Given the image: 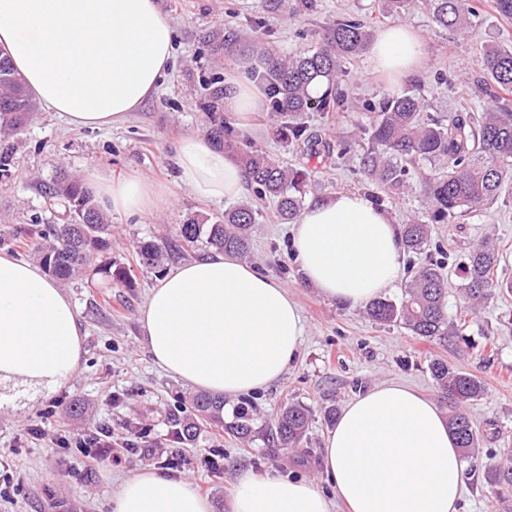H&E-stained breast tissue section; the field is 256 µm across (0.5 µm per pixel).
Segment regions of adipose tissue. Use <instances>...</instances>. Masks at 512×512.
<instances>
[{
	"label": "adipose tissue",
	"mask_w": 512,
	"mask_h": 512,
	"mask_svg": "<svg viewBox=\"0 0 512 512\" xmlns=\"http://www.w3.org/2000/svg\"><path fill=\"white\" fill-rule=\"evenodd\" d=\"M173 27L156 0H0V46L29 93L73 127L123 122L158 89ZM410 26L381 30L372 69L395 80L422 68ZM179 178L204 201L245 192L230 152L189 137ZM107 212L143 218L170 201L144 179L90 174ZM304 281L327 300L363 307L397 287L403 246L388 213L366 195L339 191L310 203L290 229ZM155 364L194 389L238 397L277 381L306 326L288 288L230 254L177 265L159 277L139 314ZM80 316L63 288L34 263L0 253V388H55L78 370ZM323 466L347 512H458L464 461L436 402L399 383L357 395L324 443ZM332 498V499H335ZM308 479L242 474L231 512H331ZM111 512H213L184 477L143 469L113 493Z\"/></svg>",
	"instance_id": "adipose-tissue-1"
}]
</instances>
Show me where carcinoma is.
Wrapping results in <instances>:
<instances>
[{
  "label": "carcinoma",
  "instance_id": "obj_1",
  "mask_svg": "<svg viewBox=\"0 0 512 512\" xmlns=\"http://www.w3.org/2000/svg\"><path fill=\"white\" fill-rule=\"evenodd\" d=\"M434 22L465 36L471 18L478 11L468 0H424ZM371 41L369 28L351 16L339 17L325 29L318 46L299 54L286 55L262 39L245 40L235 33L224 36V54L249 56L257 61L252 77L265 90L270 116L278 135L295 150L314 149L316 135L302 121L306 112H337L346 107L348 97L339 87L343 64L365 52ZM490 81L481 84L488 106L481 116L425 118V100L413 91L389 95L379 104H367L370 121L359 130L362 146L361 169L377 191L371 199L378 207L385 200L412 189L411 170L428 167L421 182L424 215L401 225L403 247L412 252L425 250L431 226L453 224L469 213L497 202L512 188V48L488 46L479 59ZM15 77L0 82V135L18 132L35 104L24 82L14 70L9 54L0 49V71ZM217 146L233 152L243 167L256 196L274 204L283 224L298 220L305 195L314 191L309 171L280 163L246 134L236 132L229 122L214 128ZM55 197L67 204L73 224H30L16 232L17 243L41 255L48 271L68 280L87 267L111 282L130 288V270L105 257L111 248V224L96 203L93 192L78 180L62 173L53 185ZM262 216L251 202L224 210V217L208 224L198 219L179 227L178 248L214 247L246 257L251 254L252 229ZM172 252L171 246L144 242L137 246L140 263L159 268ZM502 255L494 238L488 237L468 248L457 263L459 292L470 308L489 302L502 291L512 292V281L498 277ZM448 277L441 262L430 259L412 276L397 301L377 299L366 308L367 317L380 324L400 323L412 334L425 339L448 337ZM429 370L451 413L448 427L463 457L475 454L478 431L458 407L480 400L484 383L476 376L448 367L434 359ZM190 413L172 415L169 436L175 443L192 445L201 428L220 427L227 434L248 440L255 433V414L242 404L233 420L224 422L225 399L207 393L189 399ZM310 410L297 403L280 409L266 431L267 441L276 446L298 444L307 434ZM494 479L503 490L512 491V462L494 470Z\"/></svg>",
  "mask_w": 512,
  "mask_h": 512
}]
</instances>
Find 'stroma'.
Segmentation results:
<instances>
[{
	"label": "stroma",
	"mask_w": 512,
	"mask_h": 512,
	"mask_svg": "<svg viewBox=\"0 0 512 512\" xmlns=\"http://www.w3.org/2000/svg\"><path fill=\"white\" fill-rule=\"evenodd\" d=\"M174 29V53L155 95L122 123L103 129L75 128L54 112L37 110L22 130L0 140V152L10 155L0 174V252L31 262L39 257L18 247L17 228L27 224H64L66 204L49 193L59 172L85 178L97 172L112 180L143 178L165 186L171 202L143 219L111 215L113 261L132 267L134 285L112 288L94 272L64 281L78 309L84 330L78 372L55 393L34 400L13 399L0 389V461L13 465V488L0 497V512H110L119 483L168 458L178 460L174 476L188 477L206 495L213 512H229L240 475L279 473L314 480L320 489L333 487L322 465L324 440L332 428L324 412L342 409L356 395L383 382L408 384L433 400L441 395L430 375L433 359L481 378L485 396L464 406L481 440L477 459L466 468L461 512H512V493L500 496L492 467L512 450V294L494 297L470 310L450 278L448 318L456 332L442 340H426L400 325L369 320L363 308L325 300L302 282L290 255L288 227L271 204H262V217L252 233L250 263L284 283L298 304L307 333L297 358L285 374L267 388L248 394L260 408L264 428L281 405L299 403L312 413L309 430L292 448L268 447L262 436L241 441L218 429H208L196 445L170 442L168 415L179 408L180 396L191 387L160 370L149 354L139 324V312L149 290L164 270L208 256V248L175 253L163 268H145L136 261L137 242H173L179 225L192 219L215 218L224 202H204L179 179L176 155L188 136L209 139L214 124L228 121L244 128L250 140L275 158L308 168L323 195L338 191L371 194L372 186L359 172V129L369 121L362 101L382 94H399L419 85L434 116L453 112L480 115L484 99L476 91L482 76L483 46H512V19L484 4L469 36L432 23L420 6L406 10L403 22L417 28L429 57L427 68L397 81L374 74L370 54L344 66L342 86L351 104L331 115L307 113L305 121L323 140L351 142L342 158L322 163L296 154L275 133L267 108L252 112L248 121L224 108V83L248 74L252 64L224 54V34L236 30L259 38L251 18L262 14V0H158ZM364 19L372 32L393 24L380 0H317L311 12L281 6L268 20L267 40L292 54L316 47L325 26L336 17ZM492 235L504 261L498 273L512 277V196L453 224L436 225L433 238L451 258L469 243ZM80 403V416L69 406ZM56 413L45 421L47 435L33 439L27 426L41 421L48 408ZM84 426L103 427L112 434L110 458L54 447L51 439Z\"/></svg>",
	"instance_id": "1"
}]
</instances>
